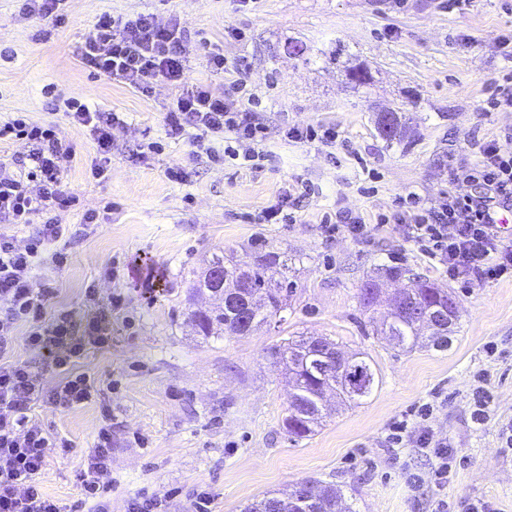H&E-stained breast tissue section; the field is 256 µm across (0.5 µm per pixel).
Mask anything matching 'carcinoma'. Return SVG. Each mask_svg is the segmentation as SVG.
Returning a JSON list of instances; mask_svg holds the SVG:
<instances>
[{"label":"carcinoma","instance_id":"obj_1","mask_svg":"<svg viewBox=\"0 0 512 512\" xmlns=\"http://www.w3.org/2000/svg\"><path fill=\"white\" fill-rule=\"evenodd\" d=\"M380 133L389 141L401 137L402 124L395 112H384L379 119ZM276 261L266 254L253 262L246 261L235 267L226 269V282L233 285L241 278H247L252 283L250 294L256 296L257 304L252 309L249 322L241 325L230 318L231 310L224 306L226 287L212 283L203 270L197 275L193 288L200 293H208L214 301V306L207 310H199L192 314V321L198 335L205 338L218 335L223 331L230 335L245 336L257 330L285 308L286 294L284 283L272 284L266 277V271ZM412 300L419 304L431 305L448 303V298L442 296L444 290L437 288L427 280H414L410 285ZM380 333L394 338V344L401 350H412L426 343L443 349L449 345L450 334L453 330L440 327L429 336H424L420 326L409 318L395 317L388 314L380 324ZM318 342L326 347L334 348L336 344L321 337L311 336L298 344L286 342L278 347L277 359L282 362L294 377V402L289 404L288 414L284 419V428L294 441L310 437L326 411V404L321 402L322 388H330L336 392V397L342 403H358L369 397L375 387V372L363 358L356 357L350 369L341 375L337 372L323 379L313 376L304 364V348L307 344ZM309 493L318 501L322 512H335L336 501L341 497L340 491L333 485H324L320 481L309 480ZM245 512H297L293 497L280 498L267 495L263 499L247 506Z\"/></svg>","mask_w":512,"mask_h":512}]
</instances>
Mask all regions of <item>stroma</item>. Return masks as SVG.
Wrapping results in <instances>:
<instances>
[{
    "label": "stroma",
    "instance_id": "stroma-1",
    "mask_svg": "<svg viewBox=\"0 0 512 512\" xmlns=\"http://www.w3.org/2000/svg\"><path fill=\"white\" fill-rule=\"evenodd\" d=\"M17 0H0V44L12 62L0 65V120L26 116L58 125L75 157L64 178L76 205L58 211L72 235L56 242L67 252L61 269L44 263L37 287L49 289V310L87 312L84 290L97 283L101 302L122 298L112 311V340L94 349L80 368L95 377L100 394L72 409L37 404L32 416L67 439L68 451L50 452L36 481L63 512H88L76 487L102 423L112 410V453L103 480L111 512H128L139 496L162 500L164 512H191L207 493L209 512H243L270 491L307 479L335 485L352 512H433L438 499L450 512L487 501L512 512V447H502L499 423L512 418V277L492 282L450 279L394 225H378L401 198L437 199L449 170L479 159L478 140L512 133V111L486 112L483 102L507 69L495 47L512 31V0H470L448 11L441 0H69V21L50 40L33 35L37 18L18 14ZM178 16L195 48L189 81L223 94L233 73L207 65L205 42L222 44L228 62L262 100L271 161L258 169L216 167L193 157L189 139H167L163 114L175 89L156 86L144 97L84 69L77 48L103 14ZM244 37H225V26ZM306 46L289 54L290 42ZM358 65L371 80L352 88L346 68ZM79 96L123 113L111 176L92 180L97 151L83 127L51 106L52 95ZM399 112L405 136L389 141L377 129L382 110ZM331 125L335 146L286 140L293 125ZM151 141L161 153L141 161L132 154ZM186 168V183L166 176ZM296 199L293 224H258L254 218L279 194ZM110 207L100 224L83 223L85 210ZM359 214L371 230L363 239L330 241L323 225L336 213ZM274 253L288 267L291 293L282 316L248 336H197L190 314L206 304L193 281L213 257L249 260ZM412 270L452 291L460 305L458 328L447 349L402 351L367 323L358 292L369 280L390 298L385 267ZM155 272L152 287L141 277ZM322 336L348 352H363L380 383L363 403L324 419L315 435L292 442L282 427L290 387L273 355L284 340ZM497 347L487 356V344ZM488 376L493 401L482 425L471 419L479 373ZM428 424L447 439L456 466L446 487H411L408 476L427 473L429 459L410 447L385 443L389 425L428 401Z\"/></svg>",
    "mask_w": 512,
    "mask_h": 512
}]
</instances>
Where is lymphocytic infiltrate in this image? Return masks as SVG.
Returning a JSON list of instances; mask_svg holds the SVG:
<instances>
[{
  "label": "lymphocytic infiltrate",
  "mask_w": 512,
  "mask_h": 512,
  "mask_svg": "<svg viewBox=\"0 0 512 512\" xmlns=\"http://www.w3.org/2000/svg\"><path fill=\"white\" fill-rule=\"evenodd\" d=\"M192 50L177 19L162 24L152 13L105 14L77 55L91 73L106 75L146 97L159 83L177 88L179 94L164 114L167 138L192 135L194 156L219 167H257L268 158L261 148L267 132L259 96L236 80L220 96L204 83L188 82ZM63 106L69 123L85 128L96 145L92 179L106 181L114 132L123 126V118L76 97L64 99ZM8 136L21 140L24 150L10 164H0V300L7 304L0 314V344L12 335L17 321L28 320L27 345L46 356L47 365L0 364V512H61L57 502L40 491L35 477L47 450L68 448L69 442L43 429L30 411L39 403L69 409L97 395L95 380L78 372L77 366L90 350L110 341L112 313L101 310L83 320L69 310L48 314L49 292L35 286L34 270L46 256L58 267L68 262L66 252L51 253L47 247L70 234L69 225L59 223L55 212L75 200L62 167L72 148L55 125L22 117L0 125V139ZM478 151L476 164L452 169L448 190L438 200L408 194L392 220L423 255L445 267L450 278L489 282L512 276V238L489 221L491 212L512 207V148L491 139L480 142ZM464 184L479 185L480 194L461 192ZM35 214L42 217L37 235L18 244L12 227L30 223ZM49 371L59 377L51 388L44 383ZM433 410V404L426 403L394 422L386 441L392 447L411 443L429 456L430 470L410 474L411 483L428 481L442 487L451 476L453 450L427 426ZM102 416L87 467L77 476L78 491L90 512H110L100 477L111 458L112 415L106 409Z\"/></svg>",
  "instance_id": "f902f5d3"
}]
</instances>
